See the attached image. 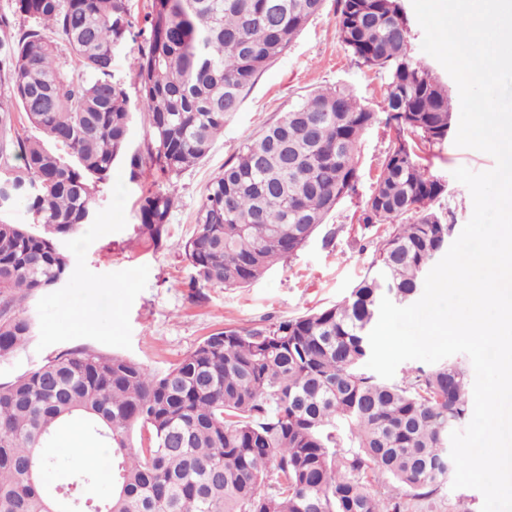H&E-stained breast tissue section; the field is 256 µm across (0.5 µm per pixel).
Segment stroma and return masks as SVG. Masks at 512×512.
Masks as SVG:
<instances>
[{"label":"stroma","mask_w":512,"mask_h":512,"mask_svg":"<svg viewBox=\"0 0 512 512\" xmlns=\"http://www.w3.org/2000/svg\"><path fill=\"white\" fill-rule=\"evenodd\" d=\"M336 0H325L322 13L288 50L260 73L235 117L224 126L208 157L175 183V205L167 233L157 248H145L137 200L160 183L152 172L139 181L117 166L96 196L95 221L58 245L70 256L73 274L58 287L28 302L34 335L19 356L0 361V383L33 370L49 357L77 347L134 360L155 373L167 371L204 338L227 327L271 324L311 307L347 297L364 273L377 241L374 229L357 223L354 211L372 194L378 158L387 141L383 125L368 129L359 143L356 192L329 217L336 232L331 245L315 234L290 261L243 288L190 285L193 270L183 244L191 236L207 183L220 173L239 146L276 121L311 91L336 84L349 86L371 109H379L383 78L356 64L335 29ZM491 155L445 142L431 171L448 185L444 207L463 229L473 213L468 188L453 172L494 168ZM482 494L444 483L427 500L411 501L407 512H481Z\"/></svg>","instance_id":"35a3bbf8"}]
</instances>
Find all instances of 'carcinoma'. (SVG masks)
Segmentation results:
<instances>
[{
  "label": "carcinoma",
  "instance_id": "1",
  "mask_svg": "<svg viewBox=\"0 0 512 512\" xmlns=\"http://www.w3.org/2000/svg\"><path fill=\"white\" fill-rule=\"evenodd\" d=\"M325 0H149L134 122L116 58L136 41L129 0H14L0 12V360L24 351L27 299L70 276L57 239L94 220L114 165L166 176L139 198L146 247L167 232L174 179L202 161L258 75ZM336 34L382 75L387 145L357 222L383 227L344 300L269 325L226 327L155 374L90 348L0 384V512H404L448 479V434L468 420L467 369L445 361L384 381L366 371L383 297L415 300L455 224L426 162L448 140L445 82L410 48L400 0H337ZM379 122L345 85L308 93L210 180L183 246L191 285L243 288L291 259L352 196L362 133ZM31 128L36 136L22 130ZM112 449V490L81 465L50 490L44 449L71 420ZM134 112L136 114L131 129L132 150L140 149L145 151L151 139L148 117L145 112H139L135 109Z\"/></svg>",
  "mask_w": 512,
  "mask_h": 512
}]
</instances>
